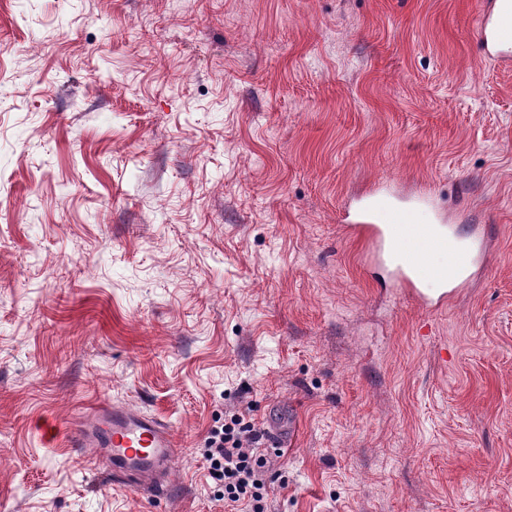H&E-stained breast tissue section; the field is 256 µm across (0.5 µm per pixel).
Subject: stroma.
I'll return each mask as SVG.
<instances>
[{
	"label": "stroma",
	"instance_id": "1",
	"mask_svg": "<svg viewBox=\"0 0 512 512\" xmlns=\"http://www.w3.org/2000/svg\"><path fill=\"white\" fill-rule=\"evenodd\" d=\"M480 0H0V512H224L245 411L267 512H512V68ZM429 194L483 270L429 314L339 211ZM173 430L178 489L69 431ZM70 437L76 448L91 449L89 455L103 461L116 481L148 484L161 497L180 480L171 468L178 447L171 428L143 411L101 402ZM264 436V429L246 414L234 412L224 424L213 427L206 441L205 457L211 477L224 485V509L238 512H265V483L262 468L265 462L256 456L255 448Z\"/></svg>",
	"mask_w": 512,
	"mask_h": 512
}]
</instances>
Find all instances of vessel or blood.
<instances>
[{
  "mask_svg": "<svg viewBox=\"0 0 512 512\" xmlns=\"http://www.w3.org/2000/svg\"><path fill=\"white\" fill-rule=\"evenodd\" d=\"M479 26L481 56L511 66L512 0H483ZM381 213L376 204L361 203L347 208L341 221L349 234L364 242L368 256L387 271L394 287L422 309L446 307L468 273L486 259L488 243L480 235L465 239L449 224L419 225L418 238L448 252L447 265L434 272L431 287H423V256L407 244L398 221L401 208H392L386 221ZM70 437L76 447L90 449L92 457L103 461L117 481L149 485L161 497L180 480L171 468L177 451L171 428L143 411L99 403L93 417L79 422Z\"/></svg>",
  "mask_w": 512,
  "mask_h": 512,
  "instance_id": "vessel-or-blood-1",
  "label": "vessel or blood"
}]
</instances>
